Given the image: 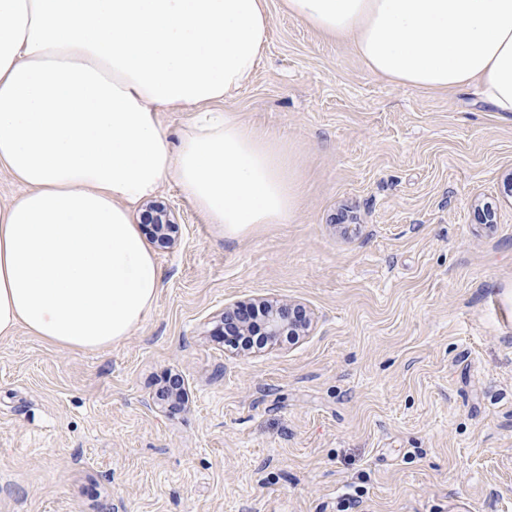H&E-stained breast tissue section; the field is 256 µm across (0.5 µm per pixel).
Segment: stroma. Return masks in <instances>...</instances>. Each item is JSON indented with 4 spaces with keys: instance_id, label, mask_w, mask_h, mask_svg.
<instances>
[{
    "instance_id": "obj_1",
    "label": "stroma",
    "mask_w": 512,
    "mask_h": 512,
    "mask_svg": "<svg viewBox=\"0 0 512 512\" xmlns=\"http://www.w3.org/2000/svg\"><path fill=\"white\" fill-rule=\"evenodd\" d=\"M268 8L222 108L278 137L297 215L229 239L166 181L179 239L140 326L100 351L0 337V512H512V115ZM282 299L308 335L225 348V307Z\"/></svg>"
}]
</instances>
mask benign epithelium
Masks as SVG:
<instances>
[{
	"mask_svg": "<svg viewBox=\"0 0 512 512\" xmlns=\"http://www.w3.org/2000/svg\"><path fill=\"white\" fill-rule=\"evenodd\" d=\"M143 222L153 225L157 240L171 247L178 239L179 224L174 212L161 202H154L146 208ZM311 318L307 310L299 304L289 301L267 305L262 318L255 321L239 306L226 307L222 314V336L224 345L236 348L237 338L249 336L257 330L267 341L274 342L283 336L294 340L308 333Z\"/></svg>",
	"mask_w": 512,
	"mask_h": 512,
	"instance_id": "7a95c632",
	"label": "benign epithelium"
}]
</instances>
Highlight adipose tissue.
Instances as JSON below:
<instances>
[{
  "label": "adipose tissue",
  "instance_id": "adipose-tissue-1",
  "mask_svg": "<svg viewBox=\"0 0 512 512\" xmlns=\"http://www.w3.org/2000/svg\"><path fill=\"white\" fill-rule=\"evenodd\" d=\"M374 75L477 87L512 114V0H283ZM268 0H0V335L96 351L149 315L161 269L131 214L174 180L228 238L299 207L278 139L218 106L250 84ZM194 113L172 146L160 113Z\"/></svg>",
  "mask_w": 512,
  "mask_h": 512
}]
</instances>
